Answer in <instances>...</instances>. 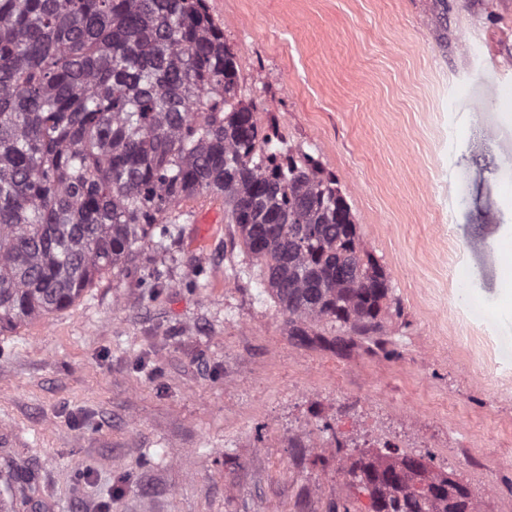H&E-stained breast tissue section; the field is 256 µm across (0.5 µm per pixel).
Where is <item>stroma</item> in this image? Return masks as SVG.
I'll list each match as a JSON object with an SVG mask.
<instances>
[{
    "mask_svg": "<svg viewBox=\"0 0 512 512\" xmlns=\"http://www.w3.org/2000/svg\"><path fill=\"white\" fill-rule=\"evenodd\" d=\"M214 9L389 274L383 341L292 339L223 199L185 201L165 249L0 331V471L38 475L10 512H368L347 472L386 446L512 512V0Z\"/></svg>",
    "mask_w": 512,
    "mask_h": 512,
    "instance_id": "obj_1",
    "label": "stroma"
}]
</instances>
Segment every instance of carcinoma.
Wrapping results in <instances>:
<instances>
[{"label": "carcinoma", "instance_id": "1", "mask_svg": "<svg viewBox=\"0 0 512 512\" xmlns=\"http://www.w3.org/2000/svg\"><path fill=\"white\" fill-rule=\"evenodd\" d=\"M203 0H0V328L63 310L170 237L173 212L224 199L260 280L305 342H376L390 292L361 253L336 175L265 134L236 54ZM347 266L349 279L336 278ZM407 456L378 453L391 489L372 512H426ZM20 471L5 497L27 496Z\"/></svg>", "mask_w": 512, "mask_h": 512}]
</instances>
